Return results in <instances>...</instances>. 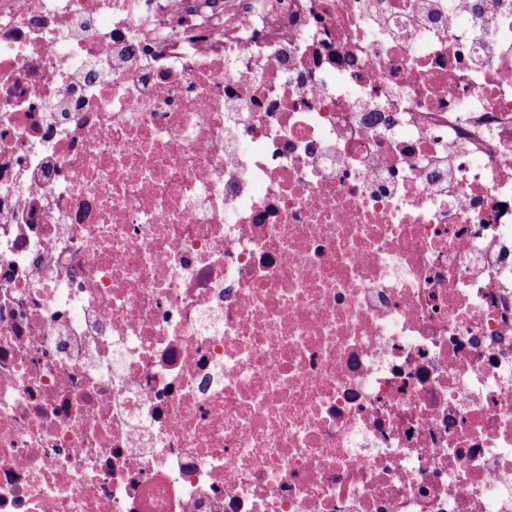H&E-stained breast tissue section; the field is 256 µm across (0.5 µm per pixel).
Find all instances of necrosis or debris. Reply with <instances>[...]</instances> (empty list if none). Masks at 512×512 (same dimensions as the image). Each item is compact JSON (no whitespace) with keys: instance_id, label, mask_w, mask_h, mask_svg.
I'll use <instances>...</instances> for the list:
<instances>
[{"instance_id":"necrosis-or-debris-1","label":"necrosis or debris","mask_w":512,"mask_h":512,"mask_svg":"<svg viewBox=\"0 0 512 512\" xmlns=\"http://www.w3.org/2000/svg\"><path fill=\"white\" fill-rule=\"evenodd\" d=\"M0 512H512V0H0Z\"/></svg>"}]
</instances>
